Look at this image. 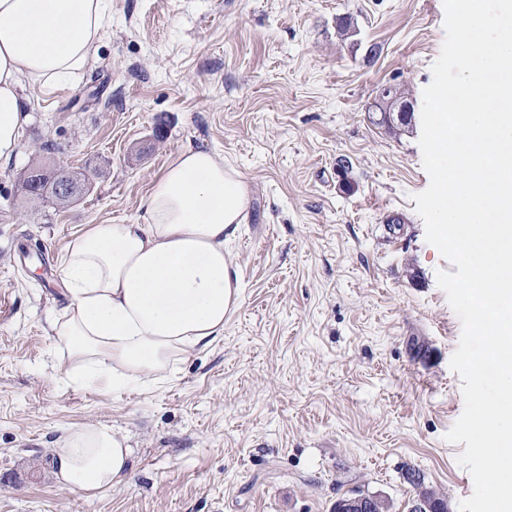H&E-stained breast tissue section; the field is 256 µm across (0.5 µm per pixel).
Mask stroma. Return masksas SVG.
Wrapping results in <instances>:
<instances>
[{
    "instance_id": "1",
    "label": "stroma",
    "mask_w": 512,
    "mask_h": 512,
    "mask_svg": "<svg viewBox=\"0 0 512 512\" xmlns=\"http://www.w3.org/2000/svg\"><path fill=\"white\" fill-rule=\"evenodd\" d=\"M444 17L443 0H112L98 97L85 77L24 88L18 153L0 163V512H333L358 488L408 512L410 467L459 512L474 483L445 435L464 409L462 323L413 199ZM386 85L412 105L395 135L366 110ZM188 147L249 190L227 246L238 309L166 378L66 385L50 330L68 302L61 256L89 225L135 223ZM44 158L91 172L77 202L27 201L20 175ZM98 423L126 436L127 480L62 487L61 429Z\"/></svg>"
}]
</instances>
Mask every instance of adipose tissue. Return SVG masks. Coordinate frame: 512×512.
I'll return each mask as SVG.
<instances>
[{"label":"adipose tissue","instance_id":"1","mask_svg":"<svg viewBox=\"0 0 512 512\" xmlns=\"http://www.w3.org/2000/svg\"><path fill=\"white\" fill-rule=\"evenodd\" d=\"M111 0H0V161L26 119L23 86L79 80L95 60ZM249 206L245 182L216 152L168 161L133 224H93L59 263L69 303L53 328L77 388L108 390L166 372L173 359L221 338L241 302L228 253ZM132 450L112 427L64 429L53 450L59 482L91 493L123 484Z\"/></svg>","mask_w":512,"mask_h":512}]
</instances>
